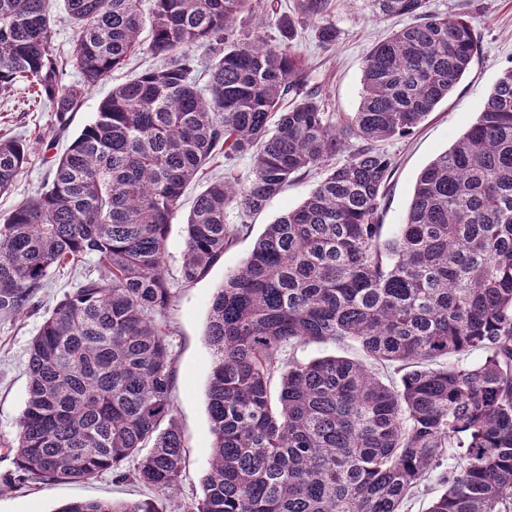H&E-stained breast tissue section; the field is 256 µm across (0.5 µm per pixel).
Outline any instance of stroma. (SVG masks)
Returning <instances> with one entry per match:
<instances>
[{"mask_svg":"<svg viewBox=\"0 0 512 512\" xmlns=\"http://www.w3.org/2000/svg\"><path fill=\"white\" fill-rule=\"evenodd\" d=\"M282 13L297 19L294 44L306 58V81L327 102L328 111L339 116L355 112L362 91V70L370 49L407 23L403 17H379L371 0H331L319 18L301 19L297 0H281ZM430 13L469 19L480 40V50L469 72L427 119L401 139L386 142L396 168L383 207V236H392L403 224L419 173L439 154L449 149L476 121L479 112L504 68L512 66V0H427ZM336 29V44L323 48L318 40L321 26ZM148 51H139L127 65L96 86L82 106L69 113L66 128H58L50 105L27 106V92L18 88L0 95V138L16 137L30 146V155L12 189L0 194V218L50 184L54 161L69 147L99 103L113 86L134 78L154 66ZM232 169L240 183L252 178V163L242 156L226 162L215 159L185 190L179 210L168 231L167 278L172 299L162 321L169 332V351L174 362L171 388L173 419L186 446L182 482L172 497L158 499L162 512H188L201 494V479L208 466L212 436L207 413L206 390L212 354L205 341L211 300L225 278L248 257L254 241L267 224L297 207L317 184L318 175L291 183L272 198L259 213L245 216L228 209L226 222L238 229L220 262L202 279L185 284L179 277L187 217L195 197ZM96 265L87 260L50 278L38 289L34 303L18 314L0 313V512H54L76 499L129 501L154 496L151 488L129 481H116L112 474L81 482L40 485L20 480L15 470L13 445L18 418L26 396L27 350L47 311ZM155 497V496H154Z\"/></svg>","mask_w":512,"mask_h":512,"instance_id":"35a3bbf8","label":"stroma"}]
</instances>
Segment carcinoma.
<instances>
[{"mask_svg": "<svg viewBox=\"0 0 512 512\" xmlns=\"http://www.w3.org/2000/svg\"><path fill=\"white\" fill-rule=\"evenodd\" d=\"M252 2L65 0L80 75L65 84L52 0H0V90L25 84L61 122L141 48L144 28L161 58L112 89L52 183L0 221L1 313L30 305L68 266H98L29 344L14 453L22 479L112 472L163 496L179 488L185 444L159 320L172 298L168 228L212 160L248 155L249 184L227 170L194 201L186 283L223 258L230 207L256 213L312 171L325 176L267 225L212 299V446L192 512H404L448 455L455 465L438 474L427 512H512V67L477 121L420 172L405 223L384 240L395 165L379 143L412 133L467 72L478 51L470 21L430 14L426 0H374L380 15L410 23L371 48L357 111L338 119L307 89L279 0H264L256 18L259 30L276 24L280 40L236 36ZM329 2L302 0V12L320 17ZM28 152L20 139L0 140V193ZM347 340L372 365L294 363L272 406L284 349ZM470 351L481 361L463 362ZM375 366L402 373L400 382ZM56 512L162 510L151 499L77 500Z\"/></svg>", "mask_w": 512, "mask_h": 512, "instance_id": "1", "label": "carcinoma"}]
</instances>
